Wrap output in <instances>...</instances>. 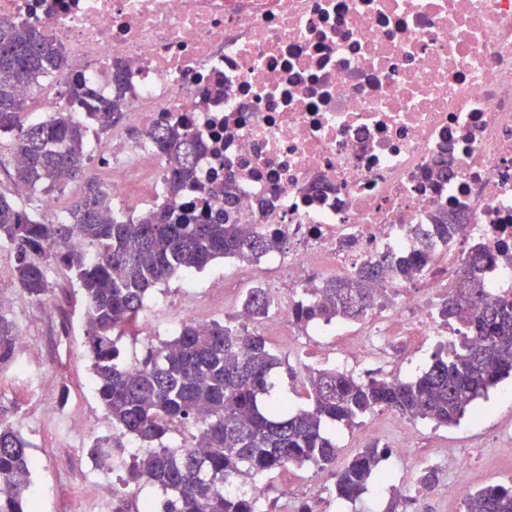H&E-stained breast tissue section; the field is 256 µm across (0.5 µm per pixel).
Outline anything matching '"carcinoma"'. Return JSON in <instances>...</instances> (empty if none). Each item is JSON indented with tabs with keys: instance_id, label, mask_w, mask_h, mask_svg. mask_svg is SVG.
I'll list each match as a JSON object with an SVG mask.
<instances>
[{
	"instance_id": "1",
	"label": "carcinoma",
	"mask_w": 512,
	"mask_h": 512,
	"mask_svg": "<svg viewBox=\"0 0 512 512\" xmlns=\"http://www.w3.org/2000/svg\"><path fill=\"white\" fill-rule=\"evenodd\" d=\"M62 46L48 42L33 26L0 23V140L9 139L14 179L31 190L50 193L84 177L86 132L72 107L90 97L81 81L65 80ZM55 74L66 85V105L48 118L23 125L24 89ZM126 106L124 76L116 68L112 94L98 99L91 122L112 123ZM165 157V202L137 217L122 218L101 185L86 181L64 223H44L0 194V244H8L15 263L12 276L21 292L40 300L49 291L47 265L71 273L85 298L84 350L91 361L93 387L112 420L113 433L93 439L89 455L110 470L125 457L126 439L145 447L125 463L122 484H151L164 498L161 512H263L266 476L304 465L333 470L338 453L333 434L338 423L353 424L379 408L440 425L457 422L472 402L512 375V295L493 296L484 271L495 257L482 244L471 248L444 298L441 317L467 334L441 348L432 364L411 380L369 378L361 381L335 368L309 370L302 376L307 407L291 410L288 401L269 398L270 374L284 366L265 337L227 323H183L177 336L148 345L139 369L129 371L117 341L138 332L145 299L156 285L174 275L201 270L217 259L250 261L280 250L282 241L255 224H239L232 182L224 179V207L201 221L183 210L180 199L191 187L201 144L177 125L147 133ZM458 218L439 212L433 223L417 225L419 246L408 256L385 254L347 276L324 280L314 294L292 309L303 325L363 320L373 305L371 282L387 275L405 282L434 261L433 238L447 242L460 230ZM246 307L267 314L266 293L250 289ZM16 329L0 314V366L14 359ZM187 431L188 444L172 433ZM388 450L371 443L335 473L336 498L355 502L379 470ZM32 467L29 443L13 426L0 423V512H34L26 481ZM244 480L253 492L224 493V482ZM464 512H512V484L495 483L467 494Z\"/></svg>"
}]
</instances>
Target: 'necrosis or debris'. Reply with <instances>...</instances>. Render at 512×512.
<instances>
[{"label":"necrosis or debris","mask_w":512,"mask_h":512,"mask_svg":"<svg viewBox=\"0 0 512 512\" xmlns=\"http://www.w3.org/2000/svg\"><path fill=\"white\" fill-rule=\"evenodd\" d=\"M0 22L61 44L93 97L124 65L127 106L97 166L113 200L157 204L165 163L129 130L177 123L203 145L184 208L205 218L230 177L239 222L286 238L272 255L284 280L258 260L224 289L253 331L289 336L292 357L313 330L290 311L316 279L410 252L412 226L439 209L464 224L436 246L442 266L376 283L379 307L337 362L458 335L438 305L471 240L498 256L486 287L512 292V0H0ZM243 283L273 299L265 318Z\"/></svg>","instance_id":"necrosis-or-debris-1"}]
</instances>
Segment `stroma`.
I'll return each instance as SVG.
<instances>
[{
	"label": "stroma",
	"mask_w": 512,
	"mask_h": 512,
	"mask_svg": "<svg viewBox=\"0 0 512 512\" xmlns=\"http://www.w3.org/2000/svg\"><path fill=\"white\" fill-rule=\"evenodd\" d=\"M9 144H0V194L33 210L45 222L61 221L72 201L80 196L82 185L71 182L59 191L60 208L45 210L41 194L31 193L15 184ZM14 254L0 247V312L13 321L18 341L13 362L0 368V422L13 425L31 444L35 463L36 512H97L89 490L81 486V477L92 462L87 454L89 443L112 432L111 419L95 395L86 393L91 380L90 361L83 349L86 306L81 292L61 267L48 271L49 294L54 306L44 307L23 295L13 282L11 268ZM240 266L236 260H216L200 271L178 274L156 287L144 315L155 325L158 340L175 337L173 323L186 321L185 306L191 296L208 295L224 278L233 277ZM432 349L418 353L393 345L390 359L379 366H352L354 377L409 379L431 362ZM512 389V376L503 379L474 401L457 424L439 426L428 419H410L398 425V415L380 408L360 423L336 426L338 465H345L370 441L389 449L384 466L387 483H369L367 492L355 503H342L333 495L315 497L316 484L331 486V472L314 468H293L272 475L265 481L263 503L266 512H296L302 503L314 512H463L462 501L448 491L453 478L450 471H436L434 489L419 488L416 498L401 494L402 484L410 481V467L399 451L412 443L419 454L452 451L467 458L463 480L480 488L512 478V398L504 395ZM78 409L83 428L65 436L57 422L70 409Z\"/></svg>",
	"instance_id": "1"
}]
</instances>
